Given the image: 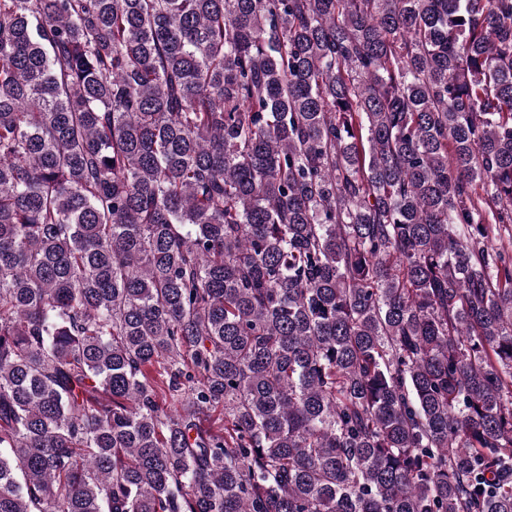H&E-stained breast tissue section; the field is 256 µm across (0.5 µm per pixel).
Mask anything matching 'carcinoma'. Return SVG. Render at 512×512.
<instances>
[{
    "label": "carcinoma",
    "instance_id": "carcinoma-1",
    "mask_svg": "<svg viewBox=\"0 0 512 512\" xmlns=\"http://www.w3.org/2000/svg\"><path fill=\"white\" fill-rule=\"evenodd\" d=\"M507 224L512 0H0V512H512Z\"/></svg>",
    "mask_w": 512,
    "mask_h": 512
}]
</instances>
